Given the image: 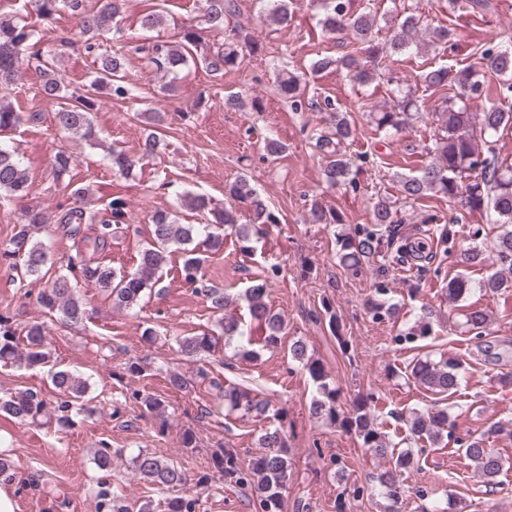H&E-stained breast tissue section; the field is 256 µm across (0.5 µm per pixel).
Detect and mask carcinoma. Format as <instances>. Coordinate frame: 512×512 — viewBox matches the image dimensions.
Masks as SVG:
<instances>
[{"mask_svg":"<svg viewBox=\"0 0 512 512\" xmlns=\"http://www.w3.org/2000/svg\"><path fill=\"white\" fill-rule=\"evenodd\" d=\"M126 0H97L90 8L86 0H28L35 8L38 18L50 22L58 12L65 10L77 20L78 42L85 53L94 57L97 64L95 77L81 94L68 93L62 79L57 75L54 56L35 49L34 30L17 11L0 12V87L7 88L18 80L19 67L28 57L35 61L36 69L43 73L39 94L59 101L56 112L58 126L81 136L87 141L95 138L91 113L98 110L104 99H125L132 95L129 80L124 75L125 54L122 48L103 47L106 35L120 30L123 7ZM323 13L321 24L333 34H345L350 44L363 56L358 59L347 54L333 59L323 56L313 63L318 71L334 65L348 71L350 79L359 85L374 82H391L387 76L388 65L384 61L395 55H402L412 47L420 46L419 21L417 15L408 10L388 20L389 35L381 40L378 36L376 15L364 12L350 14L347 0H316ZM264 11L270 20L286 27L293 18L295 0H262ZM239 15L238 0H203L205 30L222 38V41H205L201 32L187 27L173 25L175 34L167 41L150 40L135 45L134 50L156 71L168 76L177 75L190 63L203 66L207 71L222 76L240 67L248 57H257L263 46L255 31L249 30L236 21ZM486 70L504 77V82H487L481 74ZM304 78L292 72L282 73L278 91L288 100L295 112L317 109L329 113L327 131L319 135L315 146L322 155L323 172L331 186L353 183L352 162L341 146L353 140L350 121L337 111L333 100L323 102L307 99L301 89ZM425 89L433 91L455 90V97L445 99L446 106L436 113L439 127L434 134L431 150L433 159L423 164L418 174L399 180L401 198L377 199L371 208V226L364 227L351 237L337 240L340 263L347 270L357 272L362 262L375 255L399 261L400 254L414 252L413 246L395 248V225L401 223L399 211L409 200H416L429 192L439 193L448 202H458L468 211L487 212L502 231L494 246L495 260L505 270L512 271V167L497 164L492 137L500 129L512 124V112L499 106H491L481 113L473 114L466 105L456 101L481 94L487 98L507 99L512 96V50L487 47L480 53V68L472 66L452 69L441 66L423 74ZM397 104L373 113L372 120L379 131L397 132L415 116L421 115L411 92L394 88ZM37 120V114L28 116L13 107L0 104V134L16 129L23 121ZM113 170L121 174L130 172L133 160L123 151L114 149L110 153ZM29 174L23 167L15 150L0 145V198H23L27 195ZM225 195L232 201L229 207L211 205L203 194L183 196L184 205L190 209L210 214L213 219L199 224H182L177 215L169 211H157L151 216L150 236L141 250L135 270H116L103 262L85 259H69L66 271L46 277V268L53 265L49 248L35 239V233L48 222L47 215L40 209L29 208L24 221L15 226V233L9 246L0 255L12 261V268L20 273L21 279L44 281L39 293V303L57 320L72 326L83 322L86 317V303L78 294L73 283V270H79L83 281L108 292L112 302L119 308L127 309L137 305L145 291L162 278L172 250L181 254V273L185 281L198 284L204 263L201 247L216 248L223 243L224 235L235 236L239 249L248 254L252 251V238L266 233L268 225L279 223L277 215L267 201L245 177H240L225 186ZM249 216V223H239V211ZM310 222L313 224H340L342 219L332 211H325L314 203L310 208ZM99 223L98 245L105 246L108 238L128 223L127 204L121 197L111 199L104 218L76 206L59 217L61 224ZM269 280L256 277L245 289L252 328L242 319L229 312L234 297L215 288H200L209 301L214 315V327L194 336L179 340L180 353L190 360L201 361L215 352L217 337L225 341L238 339L234 355L254 359L259 352L252 348L257 341L267 346L278 344L284 336V319L273 312L266 302ZM473 290L472 282L458 276L448 282V297L457 300ZM331 334L339 346L348 350V340L340 333L341 326L330 307L323 306ZM466 326L472 339L482 341L488 334V318L478 307L470 308L466 314ZM260 336H254V333ZM291 359L304 363L310 377L316 384V396L312 398V416L337 426L343 432L355 435L360 445L371 456L388 460L390 467L378 477V490L387 499L396 501L403 493L402 473L414 464V456L408 449L386 439L385 434L372 412L373 395H358L351 408L343 410L338 404L339 389L328 382L324 366L307 357V347L302 341H295L289 348ZM24 361L29 367H46L62 401L59 405L65 415L60 420L72 425V415L80 416L91 411L88 404V380L75 373L59 369L53 363L47 350V331L42 324H31L21 329L13 326L12 318L0 313V363L5 365ZM403 375L414 383L438 395H454L463 376L462 363L455 358L434 362L419 359L405 368ZM224 406L230 412L259 420L273 418L278 425L266 428L258 442L263 451L244 462L235 448H219L212 452L215 469L221 473L224 483L231 486L249 487L255 492V507L259 512H284V492L291 468L288 456V437L285 424L288 416L284 411L270 412L268 399L247 387L229 386L224 388ZM48 402L44 397L29 389L0 395V416L20 422H35L45 415ZM408 434L405 440L410 444L427 443L434 448L444 444V432L448 431V413L438 409L426 413L414 412L406 418ZM467 459L475 464L481 478L488 485L497 484L503 471L504 458L501 454L485 447L481 437L470 438L460 444ZM132 471L139 478L148 480L168 490H178L188 482L186 471L172 460L162 459L150 452L139 451L132 458ZM97 496L100 508L106 512H128L117 498L111 497L110 484L101 479ZM198 500L176 496L167 502V512H196Z\"/></svg>","mask_w":512,"mask_h":512,"instance_id":"carcinoma-1","label":"carcinoma"}]
</instances>
